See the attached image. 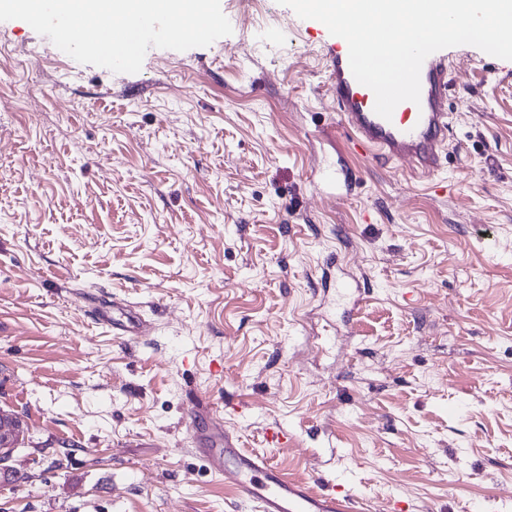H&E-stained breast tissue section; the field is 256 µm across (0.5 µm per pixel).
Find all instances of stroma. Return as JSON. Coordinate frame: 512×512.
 <instances>
[{"label":"stroma","mask_w":512,"mask_h":512,"mask_svg":"<svg viewBox=\"0 0 512 512\" xmlns=\"http://www.w3.org/2000/svg\"><path fill=\"white\" fill-rule=\"evenodd\" d=\"M220 5L133 74L0 22V512H254L189 452L203 402L366 512H512V61L456 58L426 186L350 150L324 24Z\"/></svg>","instance_id":"35a3bbf8"}]
</instances>
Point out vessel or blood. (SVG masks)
I'll return each mask as SVG.
<instances>
[{"label":"vessel or blood","instance_id":"vessel-or-blood-1","mask_svg":"<svg viewBox=\"0 0 512 512\" xmlns=\"http://www.w3.org/2000/svg\"><path fill=\"white\" fill-rule=\"evenodd\" d=\"M327 92L336 104L341 123L350 130L365 155L397 162L410 161L416 177L438 170L448 145V74L452 66L447 50L429 55L420 72L419 102H401L391 119L374 110L373 91L354 78L344 39L324 47ZM207 422L211 433L193 453L206 462L214 476L224 480L236 496L257 504L260 512H354L350 492L325 488L320 478H297L268 458L241 448L224 428L223 415L209 405H199L190 426Z\"/></svg>","mask_w":512,"mask_h":512}]
</instances>
